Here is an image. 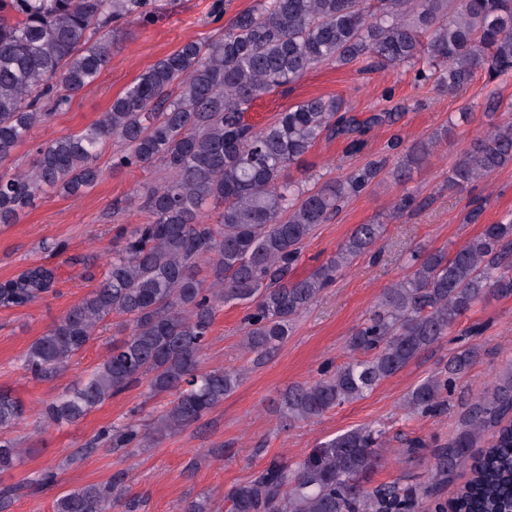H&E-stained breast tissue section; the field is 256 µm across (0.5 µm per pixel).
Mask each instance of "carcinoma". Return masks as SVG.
Returning <instances> with one entry per match:
<instances>
[{"label":"carcinoma","instance_id":"cac0c4a2","mask_svg":"<svg viewBox=\"0 0 512 512\" xmlns=\"http://www.w3.org/2000/svg\"><path fill=\"white\" fill-rule=\"evenodd\" d=\"M155 0H0V168L31 130L66 108L73 94L108 67L119 30L155 10ZM366 63L367 70L415 68V79L453 93L482 71L512 75V0H257L207 43L194 40L159 59L78 134L35 149L28 169L0 173V224H15L48 191L78 194L102 177V146L120 143L112 170L161 167L167 176L142 186L149 220L119 226L108 271L21 357L36 379L66 368L110 316L126 334L105 359L41 412L45 423L71 424L113 396L148 383L168 397L146 428L114 425L99 439L112 451L144 448L195 424L241 382L239 369L202 370L199 361L217 311L247 307L244 346L259 358L278 348L308 309L355 258L371 252L384 224H359L318 267L295 276L315 228L352 197L387 178L409 180L442 136L402 147L393 138L392 170L381 159L321 185L305 177L304 156L321 139H341L360 152L365 134L391 124L394 112L360 117L335 98L305 99L256 128L244 114L276 88L298 82L324 62ZM512 164V119L490 123L448 169L446 187L461 193ZM298 171L302 177L293 175ZM408 273L384 289L350 336L357 356L282 394L288 426L363 398L439 343L481 299L512 297V219L486 224L448 253L409 251ZM43 265L0 283L1 306H23L50 289ZM475 347L454 353L418 384L404 409L411 416L448 410V394L478 358ZM25 415L0 390V473L29 448L7 436ZM378 426L348 430L306 458L269 461L234 487L229 512H419L433 494L427 482L370 485L388 452ZM428 444L411 439L410 462ZM435 475L468 479L454 498L457 512H512V361L496 381L462 403L458 429L433 450ZM119 473L59 495L53 512H138Z\"/></svg>","mask_w":512,"mask_h":512}]
</instances>
